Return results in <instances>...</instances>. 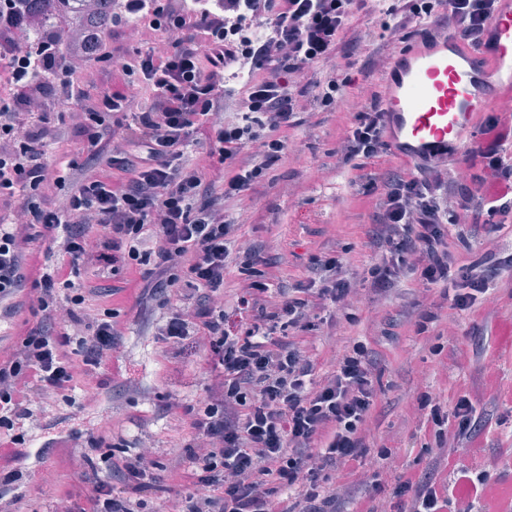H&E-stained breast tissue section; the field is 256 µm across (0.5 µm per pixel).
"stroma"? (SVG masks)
Instances as JSON below:
<instances>
[{"mask_svg":"<svg viewBox=\"0 0 512 512\" xmlns=\"http://www.w3.org/2000/svg\"><path fill=\"white\" fill-rule=\"evenodd\" d=\"M383 21L374 12L353 16L349 35L363 43L349 58L352 84L337 93L332 108L308 91L303 123L288 129L283 158L262 184L225 202L224 217L236 226V248L224 270L225 316L240 328L250 321L237 307L246 284L239 247L260 248L257 268L267 278V299L273 304L307 284L313 276L312 258L338 256L347 276L362 286L348 305L339 308L326 301L315 310L313 342L306 352L316 362L314 378L319 381L353 341H369L374 349L372 436L375 447L391 448L393 455L384 461L368 458L366 472H380L387 484L399 465L427 469L435 460L437 440L418 400L427 394L447 404L449 387L455 384L469 389L489 414L484 436L489 452L483 463L503 473L499 491L505 494L512 490V347L505 345L502 332L512 324V270L496 277L493 303L473 312L451 309L444 285H427L414 275L383 296L365 285L381 258L372 242L377 197L367 194L366 180L416 169L390 152L362 161L357 170L339 161L343 128L364 104L366 92L381 89L396 51L380 39ZM498 221L500 231L491 234L475 224L450 227L452 250L471 261L512 253V213ZM141 275L138 269L102 272L91 265L80 270L78 283L97 291L86 302L85 313L114 310L124 351L96 369L93 380L99 388L85 409L69 405L83 394L76 384L56 392L51 403L21 421L28 441L0 463L14 471L9 493L24 497L29 512H56L58 504H73L90 492L92 465L101 452L90 449L86 438L101 424H111L129 447L148 443L158 448L165 463L191 440L184 409L207 395V351L195 338L174 343L160 336L176 297L169 290L141 289ZM426 311L436 319L421 333L417 321ZM437 346L442 349L438 355L433 352ZM487 366L492 376H485ZM56 436L60 444L43 449V442ZM45 484L57 488L56 499L42 496Z\"/></svg>","mask_w":512,"mask_h":512,"instance_id":"35a3bbf8","label":"stroma"}]
</instances>
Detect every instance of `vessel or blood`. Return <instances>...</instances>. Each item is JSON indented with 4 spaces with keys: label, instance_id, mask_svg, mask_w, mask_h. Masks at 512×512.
Returning <instances> with one entry per match:
<instances>
[{
    "label": "vessel or blood",
    "instance_id": "vessel-or-blood-1",
    "mask_svg": "<svg viewBox=\"0 0 512 512\" xmlns=\"http://www.w3.org/2000/svg\"><path fill=\"white\" fill-rule=\"evenodd\" d=\"M488 30L493 47L483 52L441 31L429 45L394 55L384 110L395 153L415 161L465 150L474 116L512 94V0H501Z\"/></svg>",
    "mask_w": 512,
    "mask_h": 512
}]
</instances>
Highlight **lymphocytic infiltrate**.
I'll use <instances>...</instances> for the list:
<instances>
[{"label":"lymphocytic infiltrate","instance_id":"obj_1","mask_svg":"<svg viewBox=\"0 0 512 512\" xmlns=\"http://www.w3.org/2000/svg\"><path fill=\"white\" fill-rule=\"evenodd\" d=\"M366 2L120 0L111 36L84 38L94 52L86 60L91 77L80 82L57 33L24 52L13 47L15 2L0 0V69L14 85L0 103V202L13 205L0 220V316L15 313L28 287L41 316L0 356V449L25 444L19 422L32 415L39 393L65 389L85 367L123 351L111 313L79 315L84 289L71 276L91 262L103 271L143 266V279H158L179 297L161 335L200 336L208 344L214 384L184 409L192 442L178 468L179 512H337L342 478L367 457H391V449L370 446L375 353L368 343L348 346L318 383L314 361L301 350L317 301L342 307L357 291L342 276L339 257L316 260L314 278L275 306L264 298L265 283L250 282L238 304L252 312L251 327L231 332L224 317V268L235 230L224 220V202L260 183L281 159L283 134L300 125L299 99L308 88L328 107L350 84L336 56ZM374 2L385 17L386 43L422 25L478 49L498 0ZM132 24L142 46L122 42ZM242 63L250 77L241 119L226 123L218 118L224 84ZM98 83L107 93L94 94ZM61 108L78 114L86 158L53 169L44 156L59 136L52 114ZM479 132L463 163L448 172L430 166L368 182L378 196L373 240L383 250L371 271L374 292L388 293L415 271L424 283H447L451 307L469 311L489 299L500 265H512V255L487 266L460 264L448 243V225L467 221L491 233L495 217L512 211L511 196L492 200L486 192L488 182H512L505 163L512 126L491 116ZM116 137L123 146L115 150ZM202 139L209 142L204 164L188 158ZM341 146L346 163L389 152L377 94L344 128ZM91 224L102 228L94 241ZM38 237L56 248L58 263L29 262L23 245ZM280 324L291 337L273 336ZM418 405L430 411L438 460L427 472L397 474L386 499L371 474L362 512H388L391 498L400 512H482V500L499 486L497 475L473 465L485 451L487 412L465 391L447 411L427 396ZM112 439L108 429L89 435V447L110 454L104 476L74 512H144L157 491L156 449L114 453ZM284 490L294 500L283 507Z\"/></svg>","mask_w":512,"mask_h":512}]
</instances>
